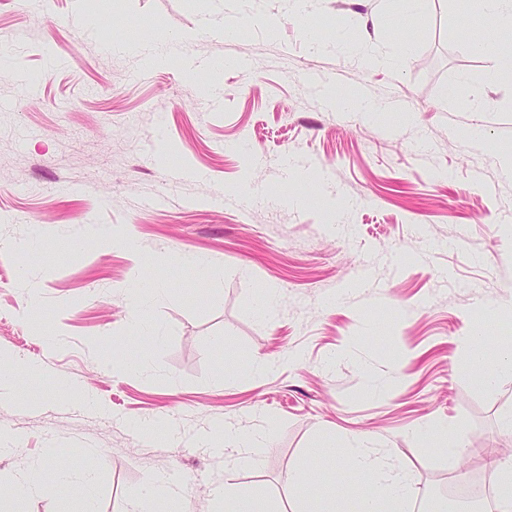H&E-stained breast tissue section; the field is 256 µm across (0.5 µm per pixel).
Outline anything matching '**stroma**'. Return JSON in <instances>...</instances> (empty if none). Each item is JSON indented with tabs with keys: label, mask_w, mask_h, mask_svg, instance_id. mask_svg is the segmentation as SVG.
<instances>
[{
	"label": "stroma",
	"mask_w": 512,
	"mask_h": 512,
	"mask_svg": "<svg viewBox=\"0 0 512 512\" xmlns=\"http://www.w3.org/2000/svg\"><path fill=\"white\" fill-rule=\"evenodd\" d=\"M228 12L239 36L203 30ZM259 13L279 17L273 32L253 26ZM475 15V0H425L410 21L393 0H311L302 16L286 0H0V351L29 368L0 406L18 441L0 488L31 471L45 484L22 512H78L61 461L93 462L96 512H130L152 478L177 486L176 512H222L228 480L297 512L294 471L347 479L317 442L357 437L410 474V512H425L435 480H475L512 448V376L486 390L465 343L488 303L512 299V73L472 49ZM129 26L182 43L146 69L115 48ZM400 34L415 49L391 66L354 53L390 54ZM348 96L373 111L342 107ZM89 224L136 235L139 255L98 240L68 252L59 235ZM137 267L169 285L149 315L158 342L130 332ZM142 354L143 372L106 368ZM254 357L271 369L245 371ZM133 416L167 427L138 433ZM449 419L464 472L414 434ZM224 425L267 435L256 462L198 445Z\"/></svg>",
	"instance_id": "35a3bbf8"
}]
</instances>
